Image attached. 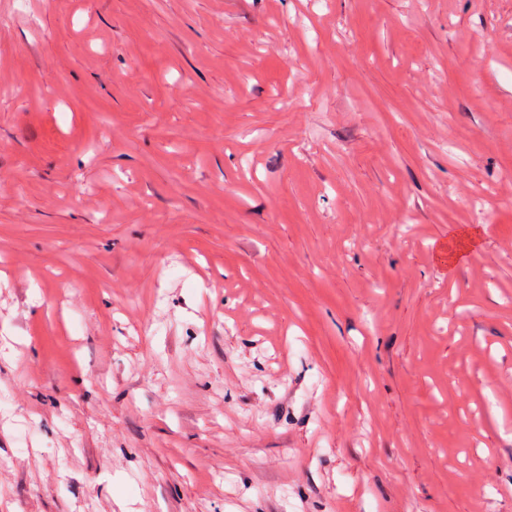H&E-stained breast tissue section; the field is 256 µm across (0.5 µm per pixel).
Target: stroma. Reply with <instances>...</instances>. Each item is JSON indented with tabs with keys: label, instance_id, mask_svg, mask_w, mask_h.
I'll list each match as a JSON object with an SVG mask.
<instances>
[{
	"label": "stroma",
	"instance_id": "obj_1",
	"mask_svg": "<svg viewBox=\"0 0 512 512\" xmlns=\"http://www.w3.org/2000/svg\"><path fill=\"white\" fill-rule=\"evenodd\" d=\"M0 512H512V0H0Z\"/></svg>",
	"mask_w": 512,
	"mask_h": 512
}]
</instances>
